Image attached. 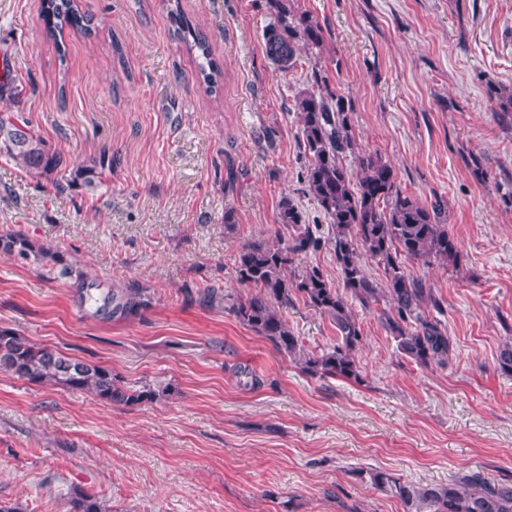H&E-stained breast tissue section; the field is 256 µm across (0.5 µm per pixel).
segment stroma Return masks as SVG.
I'll list each match as a JSON object with an SVG mask.
<instances>
[{
  "label": "stroma",
  "mask_w": 512,
  "mask_h": 512,
  "mask_svg": "<svg viewBox=\"0 0 512 512\" xmlns=\"http://www.w3.org/2000/svg\"><path fill=\"white\" fill-rule=\"evenodd\" d=\"M92 35H48L42 0H0V59L14 87L0 115L27 120L69 170L100 152L96 188L56 194L0 154V233L20 232L103 285L134 279L153 305L108 321L73 280L0 255V329L132 384L172 385L117 405L0 372V503L68 512L73 487L107 512H403L353 477L413 483L459 471L512 480V0H288L322 26V47L281 69L266 54L269 0H77ZM199 30L223 75L209 90L180 24ZM326 80L351 106L358 148L392 165L404 194L441 202L457 267L408 263L442 297L457 342L447 367L401 358L358 311L361 381L313 379L194 292L244 293L235 256L269 237L282 197L306 223L299 93ZM308 349L329 320L295 299L284 313ZM246 368L261 384H240Z\"/></svg>",
  "instance_id": "1"
}]
</instances>
